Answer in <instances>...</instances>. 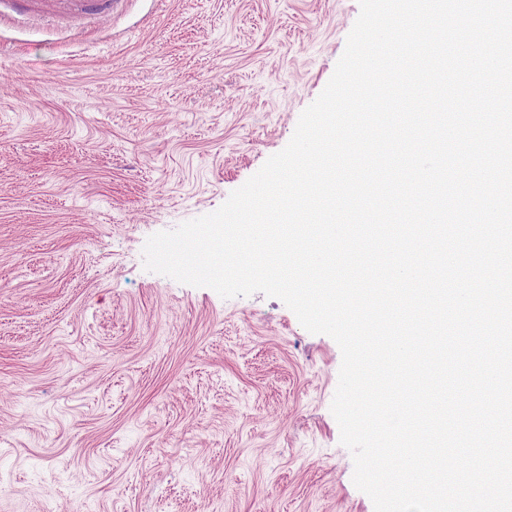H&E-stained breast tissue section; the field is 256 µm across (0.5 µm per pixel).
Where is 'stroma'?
Listing matches in <instances>:
<instances>
[{"mask_svg":"<svg viewBox=\"0 0 512 512\" xmlns=\"http://www.w3.org/2000/svg\"><path fill=\"white\" fill-rule=\"evenodd\" d=\"M359 0L0 21V512H375L342 351L281 299L147 271L292 139Z\"/></svg>","mask_w":512,"mask_h":512,"instance_id":"stroma-1","label":"stroma"}]
</instances>
